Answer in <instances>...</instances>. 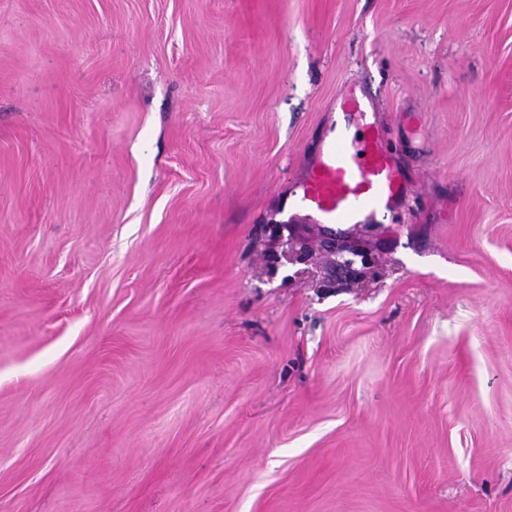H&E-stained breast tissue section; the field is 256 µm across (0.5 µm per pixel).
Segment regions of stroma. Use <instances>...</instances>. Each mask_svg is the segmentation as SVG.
<instances>
[{"instance_id": "obj_1", "label": "stroma", "mask_w": 512, "mask_h": 512, "mask_svg": "<svg viewBox=\"0 0 512 512\" xmlns=\"http://www.w3.org/2000/svg\"><path fill=\"white\" fill-rule=\"evenodd\" d=\"M0 512H512V0H0ZM340 109V123L298 186L297 204L318 224H363L395 208L406 188L366 103L353 99Z\"/></svg>"}]
</instances>
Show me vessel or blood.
Instances as JSON below:
<instances>
[{
	"label": "vessel or blood",
	"mask_w": 512,
	"mask_h": 512,
	"mask_svg": "<svg viewBox=\"0 0 512 512\" xmlns=\"http://www.w3.org/2000/svg\"><path fill=\"white\" fill-rule=\"evenodd\" d=\"M342 119L326 135L299 184L298 205L320 224H356L395 208L406 188L381 128L365 102L341 104Z\"/></svg>",
	"instance_id": "vessel-or-blood-1"
}]
</instances>
